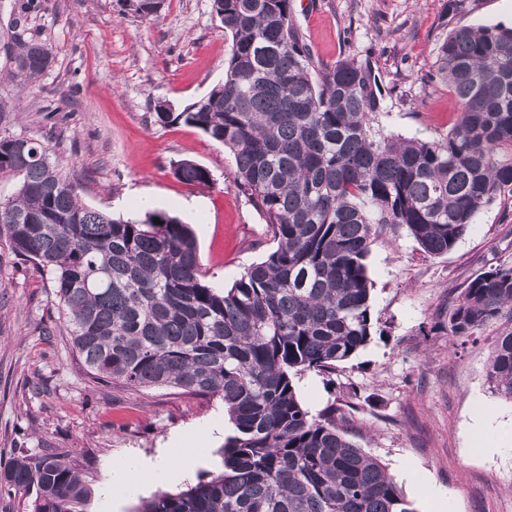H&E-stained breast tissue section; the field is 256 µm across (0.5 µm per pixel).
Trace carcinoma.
I'll use <instances>...</instances> for the list:
<instances>
[{"label": "carcinoma", "mask_w": 512, "mask_h": 512, "mask_svg": "<svg viewBox=\"0 0 512 512\" xmlns=\"http://www.w3.org/2000/svg\"><path fill=\"white\" fill-rule=\"evenodd\" d=\"M149 20L163 0H121ZM232 38L224 81L154 121H180L224 145L233 183L272 241L229 288L207 279L189 225L165 211L115 217L83 204L49 144L0 137V238L14 256L52 275L73 344L96 379L134 388L176 387L218 398L234 427L223 471L139 512H416L394 477L349 441L336 408L316 416L295 378L330 372L373 333L366 258L386 232L404 230L431 256L451 251L482 207L512 200V28L452 30L435 77L457 98L448 132L431 140L375 128L387 94L373 62L313 54L292 23L293 0H211ZM20 4L5 58L24 90L48 69ZM181 182L214 183L188 159ZM487 378L512 401V266L469 282L448 309L451 340L501 319ZM3 483L34 494L32 512H84L83 474L48 452L21 455Z\"/></svg>", "instance_id": "carcinoma-1"}]
</instances>
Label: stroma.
Returning <instances> with one entry per match:
<instances>
[{
	"label": "stroma",
	"mask_w": 512,
	"mask_h": 512,
	"mask_svg": "<svg viewBox=\"0 0 512 512\" xmlns=\"http://www.w3.org/2000/svg\"><path fill=\"white\" fill-rule=\"evenodd\" d=\"M30 27L54 61L18 91L0 65V136L51 141L59 166L77 181L82 202L113 215H141L143 196L183 216L201 262L231 286L271 248L267 228L235 188L229 151L200 130L156 124V101L174 108L199 101L224 79L231 38L211 0H165L157 17L123 12L119 0H35ZM446 0H294L293 21L328 62L368 55L393 92L384 133L434 138L458 105L447 85L429 81L449 30L512 27V0H466L444 15ZM206 166L215 182L176 179L175 162ZM512 265V201L484 206L447 254H424L406 232L371 246L374 333L335 371L296 379L311 414L337 405L347 438L396 475L417 512H512V447L479 454L469 432L479 405L512 420V402L487 381L490 326L458 345L439 324L475 276ZM226 413L219 399L179 389L135 390L94 378L60 322L48 275L16 258L0 240V465L13 457L65 452L92 489L86 512H138L155 492H178L222 469ZM186 446L200 455L185 476L155 475L138 493H107L114 460L155 458Z\"/></svg>",
	"instance_id": "stroma-1"
}]
</instances>
